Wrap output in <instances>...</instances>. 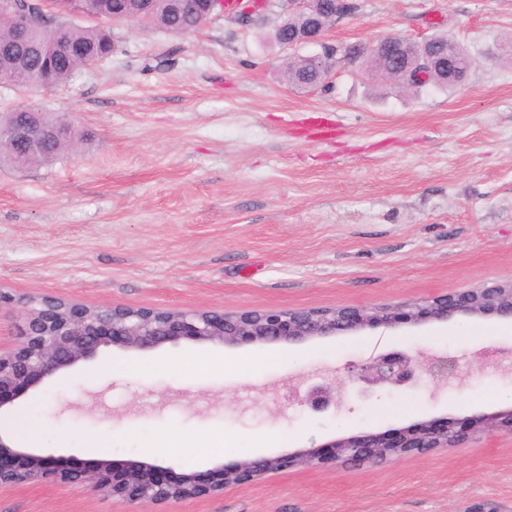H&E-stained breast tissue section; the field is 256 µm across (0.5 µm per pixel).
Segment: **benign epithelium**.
<instances>
[{"mask_svg":"<svg viewBox=\"0 0 512 512\" xmlns=\"http://www.w3.org/2000/svg\"><path fill=\"white\" fill-rule=\"evenodd\" d=\"M150 0H114L112 13L98 19L147 22ZM85 18L82 0H0V18L11 23L15 42L27 43L36 30L51 29V21L38 15ZM325 29L310 19L301 33L278 37L283 46H320L319 55L336 46L324 40ZM60 54L53 41L40 45V66L49 77ZM440 58L425 40L412 46L411 56L393 66L391 72L429 69ZM66 126L46 128L35 124L15 125L6 137L16 149L15 161L47 150L64 135ZM496 315L512 320V282L473 288L432 298L380 306H345L324 309L255 310L242 313L194 310L132 309L119 305L88 306L45 296L25 303L21 310L23 328L14 346L0 352V410L63 371L93 359L99 349L117 346L125 351L144 352L182 340L198 345L229 347L299 344L365 329L396 330L404 325L444 323L456 316ZM466 355L448 357L433 349L388 350L346 367L348 381L361 400L377 394L416 387L424 377L446 384L458 371ZM288 400L312 413L338 408L336 388L326 382L289 389ZM512 433V409L491 417L470 416L462 421L428 420L392 433L374 432L333 440L296 453L248 457L221 472L218 480H205L196 472L184 473L171 482L160 467L130 460L117 470L107 460L91 468H70L63 457L24 451L0 435V485H26L46 480L81 484L120 497L131 504L166 502L217 494L225 488L255 482L265 474L298 466L376 465L410 453L454 447L481 429Z\"/></svg>","mask_w":512,"mask_h":512,"instance_id":"benign-epithelium-1","label":"benign epithelium"}]
</instances>
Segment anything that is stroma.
I'll use <instances>...</instances> for the list:
<instances>
[{
	"label": "stroma",
	"mask_w": 512,
	"mask_h": 512,
	"mask_svg": "<svg viewBox=\"0 0 512 512\" xmlns=\"http://www.w3.org/2000/svg\"><path fill=\"white\" fill-rule=\"evenodd\" d=\"M331 26L339 45L438 33L474 60L460 85L404 89L353 65L301 93L283 62L316 53L273 38L280 6L259 20L216 14L172 35L112 25L115 50L65 85L0 83V112L37 105L84 135L78 153L23 171L0 166V350L21 309L52 295L87 305L241 313L379 306L512 281V0H359ZM431 345L468 363L448 385L336 412L289 404L288 387L340 377L373 353ZM512 346V322L456 317L297 345L272 361L254 347L220 374L185 369L200 345L101 348L35 389L38 449L67 465L142 460L170 477L262 454L429 419L503 410L512 375L483 364ZM223 434L213 461L170 456L165 435ZM0 512H512V435L380 465L292 467L193 499L129 504L58 480L0 487Z\"/></svg>",
	"instance_id": "1"
}]
</instances>
